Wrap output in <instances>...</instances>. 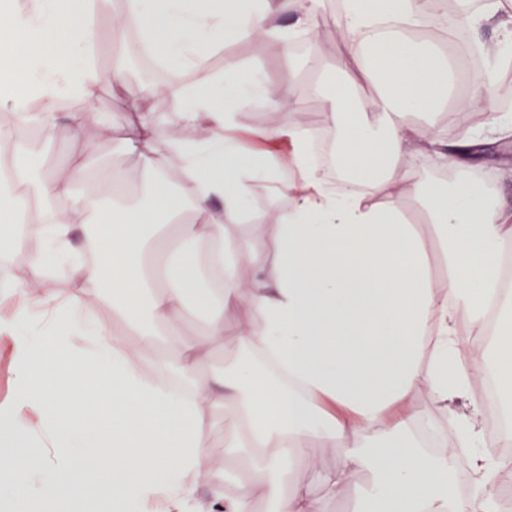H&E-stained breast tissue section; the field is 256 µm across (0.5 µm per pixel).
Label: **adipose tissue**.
Instances as JSON below:
<instances>
[{
  "mask_svg": "<svg viewBox=\"0 0 512 512\" xmlns=\"http://www.w3.org/2000/svg\"><path fill=\"white\" fill-rule=\"evenodd\" d=\"M110 0H0V110L46 126L60 98L77 107L65 133L81 140L88 127L112 126L91 108L97 71L75 65L93 48L90 19ZM321 0H255L248 8L222 0H132L122 23L137 27L142 45L161 58H186L195 78L159 92L173 101L190 138L159 145L151 120L128 133L129 153L154 177L150 206L114 203L117 176H100L95 204L73 190L71 172L36 178L37 159L11 155L14 178L0 197V247L24 257L21 304L0 316V344L14 360L13 391L0 404V444L37 454L0 466V498L13 512H254L264 497L275 512H325L357 474L367 481L354 512H500L493 494L511 458L490 456L483 410L471 381L495 368L499 395L512 406V290L500 286V259L512 244V206L489 198L468 179L469 162L435 134L403 123L448 95L456 68L446 54L406 38L422 25L426 0H343L333 18L342 32V67L324 120L350 189L325 187L314 164L313 133L293 110L279 114L270 137L292 140L289 160L257 154L228 137L237 108L261 95L280 104L286 88L262 84L256 72L226 61L223 76L205 67L212 47L261 38L291 48L323 20ZM458 16L473 29L494 26L493 44L474 42L485 60L481 85L457 98L459 116L485 112L489 136L512 137V114L500 79L512 62V11L503 0H459ZM294 20L282 23L285 14ZM375 87L366 105L349 92L355 79ZM428 153L463 177L445 186L420 180ZM296 168L303 188L292 206L273 214L276 233L262 247L239 243L230 228L256 180L284 183ZM177 181H169L170 172ZM402 196L422 197L445 246L448 274L436 281L415 225L396 203L374 204L394 183ZM69 206L50 224L41 205ZM95 218L97 261L72 272L68 290L46 273L70 258L76 224ZM42 238L29 251L27 236ZM203 313L193 339L181 332L188 303ZM53 304L50 335L30 331L32 312ZM110 306L138 337L129 344L108 332ZM242 311L239 360L216 367L224 314ZM474 334L462 337L461 323ZM493 348L495 365L484 353ZM426 390L441 416L444 447L424 451L417 429L431 424L413 404ZM224 412V445L246 448L253 469L235 495L222 491L204 422ZM335 449L318 494L294 480L292 466L311 444ZM471 449L472 492L451 491L457 451ZM210 486L206 501L195 492Z\"/></svg>",
  "mask_w": 512,
  "mask_h": 512,
  "instance_id": "1",
  "label": "adipose tissue"
}]
</instances>
